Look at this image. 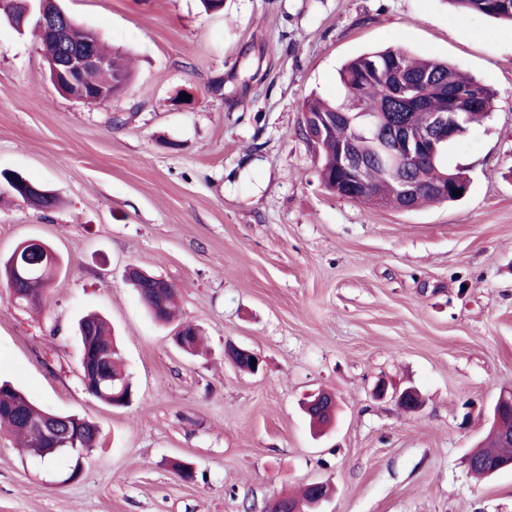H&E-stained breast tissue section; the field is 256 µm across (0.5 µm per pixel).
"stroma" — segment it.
<instances>
[{
    "label": "stroma",
    "instance_id": "35a3bbf8",
    "mask_svg": "<svg viewBox=\"0 0 512 512\" xmlns=\"http://www.w3.org/2000/svg\"><path fill=\"white\" fill-rule=\"evenodd\" d=\"M130 58L99 107L59 91L33 29L0 19V173L57 194L36 209L0 180V260L38 239L61 257L41 312L0 287V380L89 416L79 478L0 440V512H264L281 493L335 487L324 512H512V470L464 458L512 387V24L460 19L448 0H60ZM402 47L489 86V118L448 148L458 201L377 209L327 192L297 134L304 99L338 71ZM178 289L207 351L188 356L125 279ZM111 322L135 388L116 409L82 381L78 319ZM232 342L264 371H239ZM415 386L407 415L372 388ZM338 398L312 436L299 408ZM194 464L186 481L173 461Z\"/></svg>",
    "mask_w": 512,
    "mask_h": 512
}]
</instances>
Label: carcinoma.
<instances>
[{
    "label": "carcinoma",
    "instance_id": "1",
    "mask_svg": "<svg viewBox=\"0 0 512 512\" xmlns=\"http://www.w3.org/2000/svg\"><path fill=\"white\" fill-rule=\"evenodd\" d=\"M463 19L483 15L512 22V0H452ZM31 11L25 13L20 9L3 10L7 17L14 18L23 25H40L43 12L50 11L55 5L50 0H30ZM89 37V31L72 22L67 28L65 40L68 46L78 47ZM100 55L111 61L108 71L90 70L86 72L77 86L68 88V93L80 98L90 89L105 85L116 74L129 78L127 69L117 57L111 54L101 42H96ZM416 81L418 101L412 102L390 95L389 84L398 73ZM340 94L336 101L330 102L316 96L306 98L301 106L302 118L310 121L327 116L330 126L320 132L312 126L313 135L306 142L318 150L322 156L320 179L324 188L334 195H346L352 191L366 201L374 196L387 198L395 205L403 204V197L398 191L397 180L378 160V143L371 137H362L356 128L343 116L345 112H386L391 123L397 128H405L416 134L427 129L428 113L439 112L448 107L447 93L457 91H475V100L458 103L462 112L458 138L467 135L470 129L488 117L494 108V91L487 85L463 76L453 65L437 59H418L402 48H387L380 51L361 54L346 62L339 70ZM349 147L362 160L359 172L350 174L336 166L341 148ZM448 144L437 147L436 155L422 153L415 160L410 177L424 190L410 198L414 208L426 202H441L438 194L426 190L436 183L448 184V199L453 200V191L465 190L468 180L459 170H450L445 162ZM60 264L59 256L40 247L25 248L18 259L8 258L0 263V283L9 287L13 284L25 285L34 280L51 283ZM132 286L138 292L149 313L158 321L170 323L174 319L176 289L169 288L163 296L153 298L147 283L146 272L141 271L129 277ZM88 328L89 335L81 337L83 348L94 350V356L101 357L111 365L123 363L119 347L107 321L99 315H87L78 322V330ZM88 395L94 400L110 405L114 393L112 384L96 385L94 380L87 383ZM53 411L34 403L23 391L8 382L0 383V427L14 436L25 450L39 456L30 426L50 419ZM71 425L84 437L87 447L97 445L98 427L85 417L74 416ZM474 455L485 462H496L502 457L500 435L489 433L474 450Z\"/></svg>",
    "mask_w": 512,
    "mask_h": 512
}]
</instances>
